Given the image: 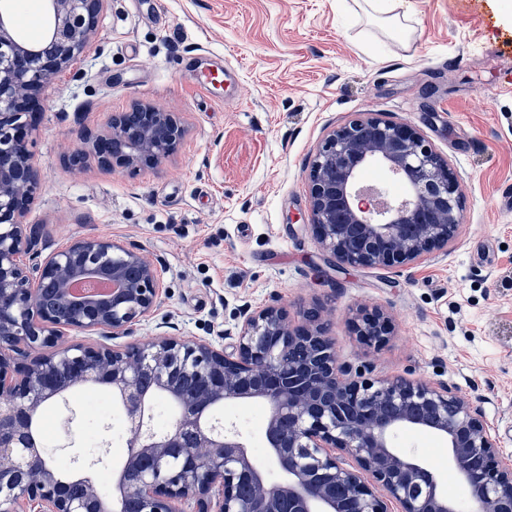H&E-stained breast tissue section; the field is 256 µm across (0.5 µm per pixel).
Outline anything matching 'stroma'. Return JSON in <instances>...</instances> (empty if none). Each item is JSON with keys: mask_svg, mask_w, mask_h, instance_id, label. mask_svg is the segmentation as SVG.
Returning a JSON list of instances; mask_svg holds the SVG:
<instances>
[{"mask_svg": "<svg viewBox=\"0 0 512 512\" xmlns=\"http://www.w3.org/2000/svg\"><path fill=\"white\" fill-rule=\"evenodd\" d=\"M408 38L390 36L354 0H107L77 60L80 79L39 95L30 123L42 192L26 222L32 267L97 235L140 249L159 303L122 349L158 332L224 345L245 309L278 303L291 325L317 309L339 363L373 376L447 383L478 407L512 463V6L507 0H389ZM148 103L188 132L164 163L103 166L93 142L108 118ZM415 128L457 178L456 243L409 268L338 264L311 226L308 173L318 145L363 113ZM382 307L379 346L354 333L353 309ZM72 391L74 445L101 430ZM423 459L443 447L404 430ZM449 495L460 483L432 460Z\"/></svg>", "mask_w": 512, "mask_h": 512, "instance_id": "1", "label": "stroma"}]
</instances>
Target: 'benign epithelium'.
Masks as SVG:
<instances>
[{"instance_id": "1", "label": "benign epithelium", "mask_w": 512, "mask_h": 512, "mask_svg": "<svg viewBox=\"0 0 512 512\" xmlns=\"http://www.w3.org/2000/svg\"><path fill=\"white\" fill-rule=\"evenodd\" d=\"M52 19L43 38L18 43L0 12V512H95L96 485L69 494L48 455L28 444L29 421L48 402L73 388H112L134 432L118 476L121 498L137 512H180L188 499L214 504V512H461L434 472L411 452L395 448L401 430L442 438L459 481L470 491V512H512V465L472 403L441 383L402 377L370 378L337 364L333 338L319 317L298 328L274 305L246 311L229 346L166 336L119 351L67 345L71 331L130 336L159 297L158 275L142 253L93 235L50 254L36 274L19 260L34 247L25 222L41 191L23 100L52 87L90 42L107 0H44ZM186 135L175 112L139 104L112 115L96 138L100 163L134 171L162 163ZM377 163L404 173L412 196L404 210L380 205L360 188L359 168ZM309 209L320 245L340 263L404 268L452 245L460 214L448 161L410 126L367 114L333 129L308 174ZM78 277L112 280L102 299L71 297ZM357 335L371 345L389 335L386 312L353 313ZM48 353L21 360V346ZM153 376L177 413L163 430L144 422L139 378ZM192 376L195 390L172 385ZM258 400L269 409L265 436L285 474L268 480L231 425L219 426L218 408ZM205 449L199 456L195 449ZM371 475L378 487L366 483ZM249 484L244 498L238 487Z\"/></svg>"}]
</instances>
